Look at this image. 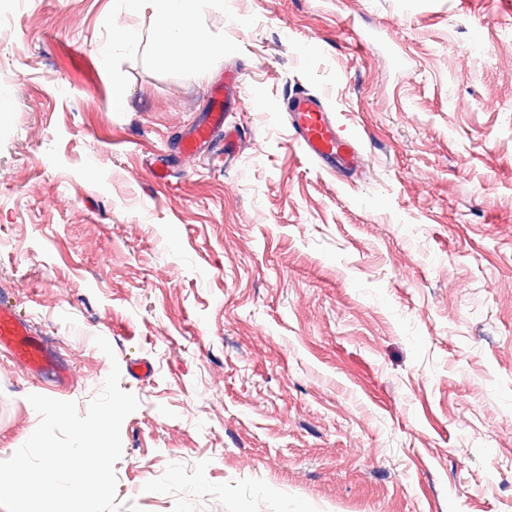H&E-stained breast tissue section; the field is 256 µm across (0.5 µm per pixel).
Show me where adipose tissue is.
<instances>
[{"label":"adipose tissue","instance_id":"adipose-tissue-1","mask_svg":"<svg viewBox=\"0 0 512 512\" xmlns=\"http://www.w3.org/2000/svg\"><path fill=\"white\" fill-rule=\"evenodd\" d=\"M130 12L150 13L154 42L161 54L205 71L210 60L223 53L224 44L203 27L199 6L202 0H125Z\"/></svg>","mask_w":512,"mask_h":512}]
</instances>
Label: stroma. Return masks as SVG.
<instances>
[{"label": "stroma", "instance_id": "1", "mask_svg": "<svg viewBox=\"0 0 512 512\" xmlns=\"http://www.w3.org/2000/svg\"><path fill=\"white\" fill-rule=\"evenodd\" d=\"M1 14L0 287L71 381L0 353V460L116 363L120 512H512V0H203L202 74L124 0ZM116 24L146 39L102 60ZM229 70L236 159L180 157ZM297 91L358 181L293 144ZM287 122L304 158L328 174L346 179L360 168V146L346 132L319 96L295 93L288 97Z\"/></svg>", "mask_w": 512, "mask_h": 512}]
</instances>
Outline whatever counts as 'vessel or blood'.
<instances>
[{
	"instance_id": "1",
	"label": "vessel or blood",
	"mask_w": 512,
	"mask_h": 512,
	"mask_svg": "<svg viewBox=\"0 0 512 512\" xmlns=\"http://www.w3.org/2000/svg\"><path fill=\"white\" fill-rule=\"evenodd\" d=\"M210 106L202 118L183 136L179 150L194 155L202 147L215 143L216 134H223L224 144L219 159L233 156L237 135L226 132L224 123L232 99L230 89L210 86ZM287 122L294 141L304 158L320 170L340 178H348L359 168L360 146L352 133L346 132L321 97L295 93L287 101ZM0 352L8 354L28 374L48 379L62 388L69 384L67 368L58 358L43 330L23 317L7 293H0Z\"/></svg>"
}]
</instances>
